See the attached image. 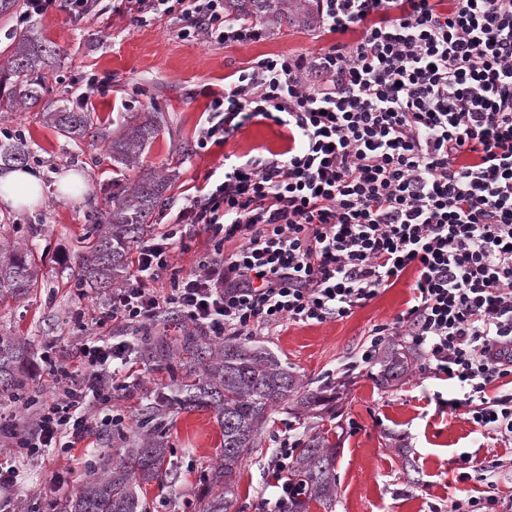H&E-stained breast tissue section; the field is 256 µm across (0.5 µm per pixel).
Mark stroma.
<instances>
[{
    "instance_id": "1",
    "label": "stroma",
    "mask_w": 512,
    "mask_h": 512,
    "mask_svg": "<svg viewBox=\"0 0 512 512\" xmlns=\"http://www.w3.org/2000/svg\"><path fill=\"white\" fill-rule=\"evenodd\" d=\"M39 35L60 52L55 79L42 106L0 118V140L27 141L30 170L39 174L42 199L30 206L0 202L6 233L28 241L40 266L39 286L29 299L0 303V334L27 341L34 354L29 366L34 394L50 399L56 391L54 362L80 369L71 348L79 335L72 321L83 312L94 324L106 301L95 293L79 294L72 273L83 243L112 193V158L104 140L66 141L44 123L43 106L59 94L74 93L84 73L95 72L111 89L92 99L94 117L111 127L122 112H160L165 123L138 165L124 170L125 182H134L141 169L171 174L165 207L179 205L185 195L203 185L206 176L226 155L262 156L284 150L283 127L272 121L253 122L226 143L197 149L206 108L222 93L233 75L258 59L273 55L318 54L335 44L336 35L318 29L282 26L257 43L210 45L178 37L165 20L142 21L136 14L116 12L112 0H101L98 14L81 20L62 11L36 19ZM67 171L83 175L86 187L77 198L57 196L59 176ZM412 276L403 277L351 316L320 324H290L258 332L254 340L287 360L301 383L330 378L340 410L336 436V506L333 512H444L450 499L478 495L486 487L481 470L494 459L512 457V446L476 432L465 416L451 411L448 401L462 397L459 385L442 381L417 358L406 382L394 389H377L369 377L370 365L361 354L370 342L373 326L394 322L411 298ZM53 344L42 358L45 344ZM126 390L112 404L124 418L125 429L136 426V414L149 397L169 384L170 369L132 362ZM304 426L278 411L261 442L245 460L239 475L237 512H264V499H275L272 468L281 441L300 438ZM167 436L171 448L164 463L163 482L144 485L149 512H202L203 477L220 461L223 435L211 412L173 413ZM121 442L115 432L71 454L18 463L13 490L20 512H44L56 501L66 512L71 498L93 466L118 458Z\"/></svg>"
}]
</instances>
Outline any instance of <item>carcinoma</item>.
Listing matches in <instances>:
<instances>
[{
  "mask_svg": "<svg viewBox=\"0 0 512 512\" xmlns=\"http://www.w3.org/2000/svg\"><path fill=\"white\" fill-rule=\"evenodd\" d=\"M224 15L241 23L258 22L267 29L284 24L308 30L321 26L314 0H224ZM12 42L9 59L0 64V114L35 107L47 93L54 73L55 47L25 32L13 34ZM43 121L73 142L106 138L94 124L93 114L71 104L67 97L43 113ZM117 129L119 134L109 141V150L112 168L119 173L140 159L154 141L161 118L157 112L125 114L119 117ZM29 155L22 140L0 142L1 165L25 161ZM169 183V177L151 171L132 186L118 178L112 180L111 205L99 217L93 245L79 260L78 291L106 292L123 280L129 256L157 220ZM37 283L33 249L18 241L1 243L0 302L27 298ZM134 352L137 359L149 363L170 358L159 336L140 337ZM178 352L182 373L172 378L170 393L156 396L141 409L138 425L145 433L111 468L83 482L71 500V512H148L138 489L162 480L168 452L166 415L173 406L187 412H211L224 436L223 463L205 476L203 512H231L243 460L258 447L273 410L286 409L297 420L336 416V393L329 385H299L288 363L266 347L233 338L220 343L197 329L181 336ZM30 354L25 343L0 336V398L30 399L25 376ZM413 361L411 347L391 340L376 360L379 368L370 373V379L378 389H391L409 378ZM338 453L328 428L311 431L297 442L288 461V483L298 487L299 495L282 501L281 512H309L314 502L331 512Z\"/></svg>",
  "mask_w": 512,
  "mask_h": 512,
  "instance_id": "cac0c4a2",
  "label": "carcinoma"
}]
</instances>
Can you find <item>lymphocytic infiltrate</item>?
<instances>
[{"mask_svg":"<svg viewBox=\"0 0 512 512\" xmlns=\"http://www.w3.org/2000/svg\"><path fill=\"white\" fill-rule=\"evenodd\" d=\"M209 44L265 39L224 15V0H119ZM98 0H24L17 25L50 10L85 18ZM331 33L358 32L319 55L265 57L240 70L208 106L198 148L253 120L288 132L280 156L225 158L171 221L199 224L212 251L173 266L185 240L149 237L99 332L54 370L61 391L27 419L0 413L15 459L69 452L121 422L110 403L135 330L168 309L221 339L262 328L350 316L406 273L412 297L394 324L371 331L363 362L409 337L435 378L460 384L450 400L478 429L512 441V0H319ZM168 277L166 293L153 284Z\"/></svg>","mask_w":512,"mask_h":512,"instance_id":"obj_1","label":"lymphocytic infiltrate"}]
</instances>
